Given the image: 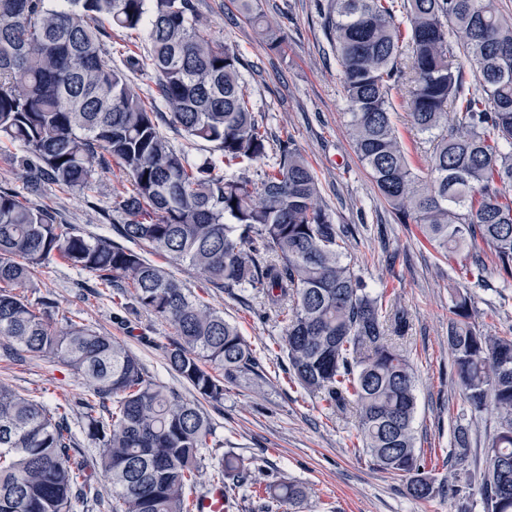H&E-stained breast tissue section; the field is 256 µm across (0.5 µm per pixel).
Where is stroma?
<instances>
[{"mask_svg":"<svg viewBox=\"0 0 512 512\" xmlns=\"http://www.w3.org/2000/svg\"><path fill=\"white\" fill-rule=\"evenodd\" d=\"M195 4L210 20L213 36L235 46L245 61L246 93L254 111L264 114L272 133L291 139L313 168L321 200L342 232V251L356 273L370 291L388 287L407 312L410 328L399 345L418 377L414 427L441 489L426 499L409 496L400 477L373 466L359 451L352 413L325 409L318 397L291 380L284 324L273 311L259 300L244 302L211 287L188 263L147 251L150 261L169 269L236 324L261 364L260 375L231 387L223 403H204L217 436L225 449L249 463L258 484L285 480L306 487L308 496L294 512H484L479 477L495 415L488 411L471 418L452 382L448 350L449 290L463 283L462 262L441 256L423 240L417 225L399 222L356 155L347 133L342 72L324 28L327 0H258L261 10L281 24L278 50L269 49L245 22L237 0ZM408 96V85L394 90V121L413 167L423 170L432 146L406 121ZM128 185L121 163L113 160L100 171L93 198L48 183L28 203L53 210L59 223L107 237L111 230L100 213L111 210L113 196ZM487 280V287L469 290L471 322L481 332L512 336V280L503 281L493 270ZM49 292L57 316L116 337L157 381L184 399L197 400L196 391L166 365V347L175 335L168 321L132 313L115 288L58 258L45 262L33 286L24 290L33 302ZM0 379L49 403L65 396L79 399L86 387L84 377L56 357L23 362L0 358ZM459 418L468 421L471 435L470 452L462 462L451 445L452 426Z\"/></svg>","mask_w":512,"mask_h":512,"instance_id":"35a3bbf8","label":"stroma"}]
</instances>
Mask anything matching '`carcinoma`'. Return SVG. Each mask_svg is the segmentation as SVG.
Wrapping results in <instances>:
<instances>
[{
	"label": "carcinoma",
	"mask_w": 512,
	"mask_h": 512,
	"mask_svg": "<svg viewBox=\"0 0 512 512\" xmlns=\"http://www.w3.org/2000/svg\"><path fill=\"white\" fill-rule=\"evenodd\" d=\"M241 7L279 47L277 24L252 0ZM102 18L145 35L167 113L147 106L105 61ZM327 27L354 150L401 223L420 225L445 258L479 238L495 270L512 278V17L495 0H329ZM243 68L237 49L210 35L194 0H0V142L22 148L12 162L31 195L47 183L93 192L97 168L120 161L132 191L113 202L123 216L114 232L189 262L230 296L262 297L284 322L291 376L327 408L354 410L371 463L403 478L411 497L429 498L438 486L416 447L415 371L393 343L407 333V313L367 291L343 261L313 169L253 111ZM404 82L408 121L433 144L421 174L392 121L391 91ZM167 114L190 140L211 144L210 155L192 161L175 150L159 130ZM53 257L132 289L133 309L170 322L167 365L205 401L223 403L259 364L238 327L165 267L68 229L0 186V349L15 360L57 357L84 376V407L105 411L87 417L86 433L112 485L111 512H191L187 491L208 454L219 456L217 480L247 484L248 463L219 453L224 442L198 404L148 377L120 341L57 319L51 295L33 303L22 294ZM470 310L468 292L454 290L455 386L472 417L496 414L481 494L486 512H512V336L476 330ZM69 410L0 380V512L101 504L91 465L72 453ZM453 447L464 460L469 427L455 428ZM262 493L271 505L307 496L292 482Z\"/></svg>",
	"instance_id": "carcinoma-1"
}]
</instances>
